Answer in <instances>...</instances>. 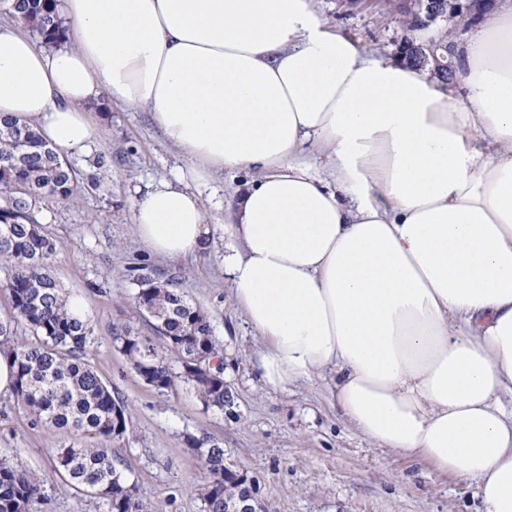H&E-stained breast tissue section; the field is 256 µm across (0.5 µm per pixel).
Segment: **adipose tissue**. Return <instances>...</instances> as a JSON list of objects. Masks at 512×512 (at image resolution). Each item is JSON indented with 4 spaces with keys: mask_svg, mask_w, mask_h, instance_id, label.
<instances>
[{
    "mask_svg": "<svg viewBox=\"0 0 512 512\" xmlns=\"http://www.w3.org/2000/svg\"><path fill=\"white\" fill-rule=\"evenodd\" d=\"M66 43L0 25V117L59 155L90 149L100 98L149 112L190 185L136 198L150 252L207 250L198 190H236L224 273L273 389L330 376L378 447L475 482L512 512V6L443 84L373 57L313 0H64ZM323 168L306 159L309 149Z\"/></svg>",
    "mask_w": 512,
    "mask_h": 512,
    "instance_id": "ef3b65f1",
    "label": "adipose tissue"
}]
</instances>
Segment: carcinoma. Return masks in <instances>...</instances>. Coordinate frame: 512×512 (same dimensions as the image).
<instances>
[{
  "label": "carcinoma",
  "mask_w": 512,
  "mask_h": 512,
  "mask_svg": "<svg viewBox=\"0 0 512 512\" xmlns=\"http://www.w3.org/2000/svg\"><path fill=\"white\" fill-rule=\"evenodd\" d=\"M10 15L49 44L65 29L58 0H0ZM74 170L32 127L0 118V263L8 269L0 291L10 313L0 319V351L16 367L15 400L34 426L70 442L48 448L51 473L79 495L97 500L104 512H146L137 485L120 470L114 445L128 434L127 405L116 397L91 364L93 328L70 309V296L51 275L57 246L36 216L47 195L67 200ZM135 301L154 322L173 366L149 336L128 327L115 330L113 342L143 382L167 390L190 385L207 409L224 411V359L207 314L192 305L175 278L149 273L136 278ZM208 480L198 489L202 512H224V488L250 492L240 473L226 469L224 448L204 437L187 439ZM48 478L0 457V512H36Z\"/></svg>",
  "instance_id": "1"
}]
</instances>
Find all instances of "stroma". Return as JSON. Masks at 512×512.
<instances>
[{
  "instance_id": "obj_1",
  "label": "stroma",
  "mask_w": 512,
  "mask_h": 512,
  "mask_svg": "<svg viewBox=\"0 0 512 512\" xmlns=\"http://www.w3.org/2000/svg\"><path fill=\"white\" fill-rule=\"evenodd\" d=\"M320 18L367 54L396 49L405 30L373 9L347 11L342 0H314ZM98 140L69 156L75 171L69 200L48 196L37 217L57 243L52 275L94 328L92 364L128 405L129 437L115 446L148 512H201L197 488L206 478L188 436L208 435L228 461L253 477L267 512H480L475 482L378 447L336 409L330 379L265 386L255 367L262 342L224 276V208H207L214 228L209 249L172 262L151 254L132 224L135 187L177 183L185 162L148 112L117 103L90 109ZM178 286L206 312L223 346L224 411L205 409L180 383L159 391L134 373L113 343L118 327L144 336L154 330L133 297L140 267ZM47 430L30 424L13 399L0 398V454L39 474L50 471Z\"/></svg>"
}]
</instances>
